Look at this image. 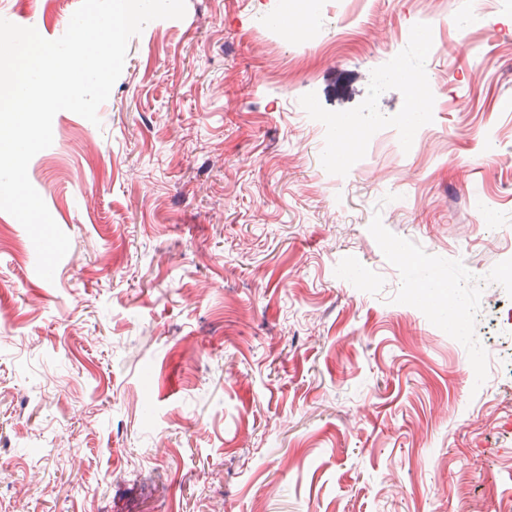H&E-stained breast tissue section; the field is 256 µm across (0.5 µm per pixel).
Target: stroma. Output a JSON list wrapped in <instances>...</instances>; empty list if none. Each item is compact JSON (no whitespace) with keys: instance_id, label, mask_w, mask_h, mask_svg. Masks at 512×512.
<instances>
[{"instance_id":"stroma-1","label":"stroma","mask_w":512,"mask_h":512,"mask_svg":"<svg viewBox=\"0 0 512 512\" xmlns=\"http://www.w3.org/2000/svg\"><path fill=\"white\" fill-rule=\"evenodd\" d=\"M79 4L0 14L55 40ZM306 24L186 0L130 39L99 124L54 116L28 166L70 238L53 281L0 211V512H504L512 9L324 0L322 44L289 39ZM428 39L415 123L370 70ZM346 124L364 138L335 164Z\"/></svg>"}]
</instances>
